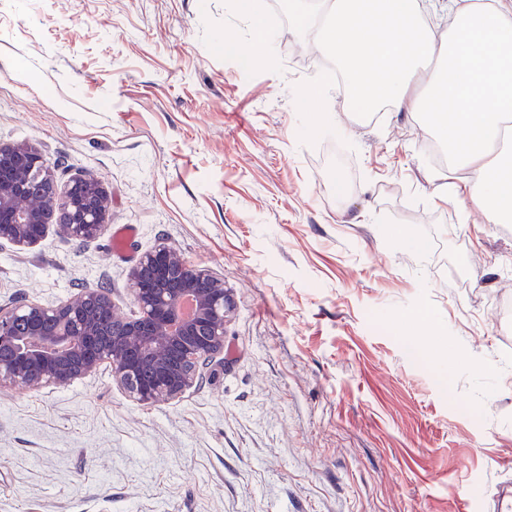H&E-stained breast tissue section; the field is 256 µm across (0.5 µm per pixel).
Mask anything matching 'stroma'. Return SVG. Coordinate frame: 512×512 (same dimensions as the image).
Listing matches in <instances>:
<instances>
[{"label": "stroma", "instance_id": "1", "mask_svg": "<svg viewBox=\"0 0 512 512\" xmlns=\"http://www.w3.org/2000/svg\"><path fill=\"white\" fill-rule=\"evenodd\" d=\"M261 5L0 0V143L92 175L136 228L124 254L110 229L0 241V307L103 287L135 315L162 241L234 299L177 400L136 403L108 362L0 390V512H482L512 482V223L438 199L459 174L421 119L337 93L336 129L304 135L324 63ZM336 79L334 73L321 71L298 94L297 101L303 111L315 110L317 101L323 103L328 96V87Z\"/></svg>", "mask_w": 512, "mask_h": 512}]
</instances>
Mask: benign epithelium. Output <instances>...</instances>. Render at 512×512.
Wrapping results in <instances>:
<instances>
[{
    "label": "benign epithelium",
    "instance_id": "1",
    "mask_svg": "<svg viewBox=\"0 0 512 512\" xmlns=\"http://www.w3.org/2000/svg\"><path fill=\"white\" fill-rule=\"evenodd\" d=\"M35 183L45 185L46 197L28 207ZM109 210V194L96 179L74 178L61 189L39 149L0 145L1 241L30 248L61 215L67 216L70 235L92 241L108 223ZM129 290L138 305V315L129 319L115 316L110 293L101 289L84 290L55 306L20 296L9 310L0 309V349L11 351L0 359V389L68 384L110 361L113 380L137 403L181 397L224 351V328L233 310L224 280L159 245L133 266ZM187 295L195 312L180 320L179 305ZM19 322L28 335L12 333ZM147 364L152 374L145 381L141 370Z\"/></svg>",
    "mask_w": 512,
    "mask_h": 512
}]
</instances>
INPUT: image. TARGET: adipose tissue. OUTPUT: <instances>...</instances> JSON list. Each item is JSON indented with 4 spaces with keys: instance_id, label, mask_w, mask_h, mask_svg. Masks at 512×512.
<instances>
[{
    "instance_id": "adipose-tissue-1",
    "label": "adipose tissue",
    "mask_w": 512,
    "mask_h": 512,
    "mask_svg": "<svg viewBox=\"0 0 512 512\" xmlns=\"http://www.w3.org/2000/svg\"><path fill=\"white\" fill-rule=\"evenodd\" d=\"M309 39L337 72H319L298 94L302 110L325 101L335 77L359 112L390 105L426 118L464 170L438 196L472 198L490 221L512 223V0H447L435 33L420 0H330Z\"/></svg>"
}]
</instances>
